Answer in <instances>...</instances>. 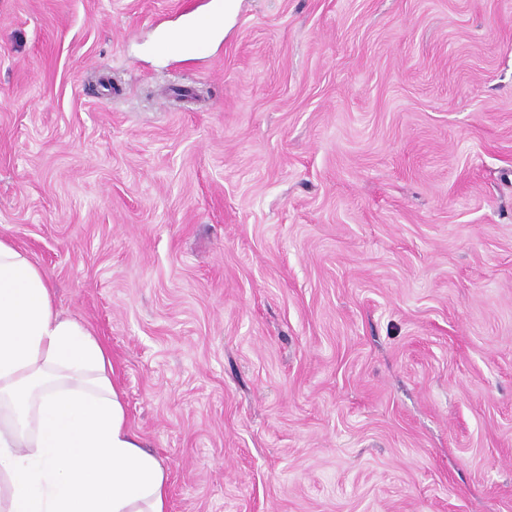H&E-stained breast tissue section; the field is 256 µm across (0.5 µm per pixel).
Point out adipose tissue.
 Returning <instances> with one entry per match:
<instances>
[{
  "label": "adipose tissue",
  "instance_id": "obj_1",
  "mask_svg": "<svg viewBox=\"0 0 512 512\" xmlns=\"http://www.w3.org/2000/svg\"><path fill=\"white\" fill-rule=\"evenodd\" d=\"M111 375L107 349L0 236V512H165L167 473Z\"/></svg>",
  "mask_w": 512,
  "mask_h": 512
}]
</instances>
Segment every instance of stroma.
Here are the masks:
<instances>
[{
  "label": "stroma",
  "mask_w": 512,
  "mask_h": 512,
  "mask_svg": "<svg viewBox=\"0 0 512 512\" xmlns=\"http://www.w3.org/2000/svg\"><path fill=\"white\" fill-rule=\"evenodd\" d=\"M238 3L0 0V235L166 512H512V0ZM210 27L211 16L199 15L194 25L197 35L187 43L186 49L197 55H205L208 51V41L205 35Z\"/></svg>",
  "instance_id": "35a3bbf8"
}]
</instances>
